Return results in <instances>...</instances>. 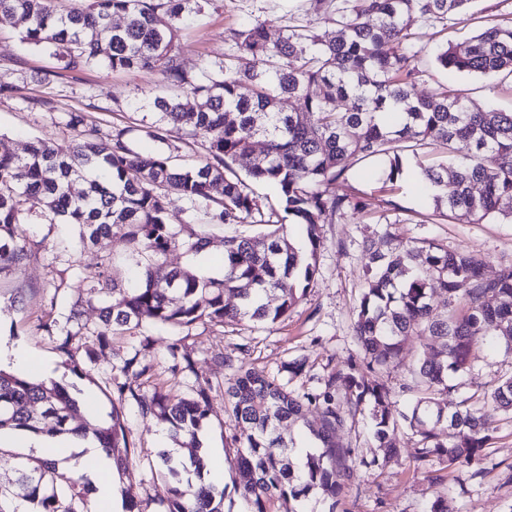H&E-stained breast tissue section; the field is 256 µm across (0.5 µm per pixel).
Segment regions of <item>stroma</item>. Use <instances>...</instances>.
Masks as SVG:
<instances>
[{
    "mask_svg": "<svg viewBox=\"0 0 512 512\" xmlns=\"http://www.w3.org/2000/svg\"><path fill=\"white\" fill-rule=\"evenodd\" d=\"M287 13L308 15V0H214L202 15L183 19L184 68L196 74L207 62L223 57L227 30ZM510 17L512 0H473L467 15L460 17L447 33L425 29L420 42L418 94H432L450 79L433 63L438 46L464 41L487 25ZM48 71L58 74L50 83L44 80ZM450 80L462 89L471 109H512V84L508 81L471 74ZM167 91L155 71L115 72L102 66L63 70L56 56L23 44L16 21L0 14V154H25L40 139L67 148L74 137L67 124L69 115L80 112L88 123L106 130L130 127V144L140 153L155 154L178 146L183 159L201 164L205 153L191 146L185 128L166 126L161 142L137 128L143 118L141 105ZM444 157L439 143L426 141L416 152L407 154L403 176L392 189L382 183L380 161L359 160L353 164L346 181L336 182L335 190L355 193L362 208L358 213L322 224L317 271L287 319L263 325L244 322L222 327L194 326L182 343L194 370L176 376L162 358L175 334L168 329L155 332L152 352L162 361L146 383V390L159 386L188 395L196 382L216 385L204 432L209 445L224 451V474L220 480L224 512H250L251 504L239 488L235 470L232 437L238 434L239 427L219 388L229 371L214 360V353L224 352L225 356L272 376L277 375L284 362L305 361L303 374L293 378L288 387L299 393L316 388L321 377L342 368L349 357L358 353L353 327L366 278L362 245L387 230L405 242L430 239L451 250L470 251L482 260L488 277L495 276L501 264L512 261V222L496 218L474 224L455 216L444 218L436 212L420 168ZM391 200L398 203V210L388 211ZM41 210L38 200L29 199L18 226L32 247L27 264L0 273V341L49 360L53 365L51 380L66 386L76 399H92L106 422L112 416L114 400L112 367L138 348L139 336L114 337L96 362H89L81 351L70 362L56 351L53 336L39 329L38 321L48 313H64L84 289V274L96 270L104 257L124 259L127 242L116 229L106 248H77L78 226L60 221L48 223L40 219ZM473 356L475 367L457 388L449 391V406H456L462 395L487 388L494 380L512 374V355L505 354L502 337L492 336L479 343ZM122 412L130 429V448L120 484L132 488L145 512H166L170 482L159 463L157 439L164 424L142 418L128 403ZM336 440L365 461L343 496L344 512H428L431 501L439 496L445 498L448 512H512L510 416H503L494 439L478 461L454 470L435 457L418 461L417 448L401 431L392 436L393 446L400 450L399 457L385 460L383 449L373 443L367 417L360 414L337 432Z\"/></svg>",
    "mask_w": 512,
    "mask_h": 512,
    "instance_id": "obj_1",
    "label": "stroma"
}]
</instances>
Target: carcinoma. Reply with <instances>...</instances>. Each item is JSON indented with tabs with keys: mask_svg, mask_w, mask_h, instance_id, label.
I'll use <instances>...</instances> for the list:
<instances>
[{
	"mask_svg": "<svg viewBox=\"0 0 512 512\" xmlns=\"http://www.w3.org/2000/svg\"><path fill=\"white\" fill-rule=\"evenodd\" d=\"M209 2L93 0L88 9L62 12L57 0H0V14L17 20L22 40L53 51L66 70H157L168 86L182 90L150 102L154 120L146 133L161 140L166 125L187 128L205 151L202 165L178 164L171 152L142 155L131 148L129 129L105 132L80 112L70 115L77 135L67 150L39 140L23 156L1 154L0 271L20 268L31 256L29 242L15 233L29 197L42 203L50 220L78 226L84 245H101L112 238L113 227L123 229L129 257L140 268L139 285L124 287L119 263H104L84 277L88 299H107L98 323L83 321L80 297L65 321L49 313L38 328L56 336L57 351L69 361L78 339L90 340L91 353L114 336L139 334L141 348L117 367L123 378L116 383L117 401L169 423L197 470L203 465L199 431L213 387L199 382L188 397L161 387L143 391L156 367L142 352L152 341L151 329L288 318L299 283L315 273L319 225L360 210L354 194L331 190L355 161H382L385 180L394 183L403 174V152L432 139L447 153L446 161L422 168L436 209L474 223L512 220V210L503 209L504 201H512V111H474L449 83L431 96L415 92L422 28L447 27L471 0H310L317 19L334 25L336 36L325 38L286 14L273 38L270 22L258 19L229 29L224 57L192 75L180 59L181 22ZM116 16L123 24H113ZM434 60L449 74L512 78V17L441 46ZM288 100L296 104L290 112L282 108ZM256 139L264 143L259 155L253 154ZM254 184L278 190L283 211L304 229L309 251L294 246L277 211L262 207ZM173 195L190 204L184 235L170 222ZM237 224L263 230L224 236L223 276L167 264L175 248L196 256L210 245L194 226ZM366 252L367 287L354 326L361 355L321 378L316 390L296 393L275 376L224 360L230 371L224 395L240 427L237 466L251 512H273L276 499L297 502L295 512H319L328 499V512H336L355 465L378 463L357 461L351 449L336 444V430L358 413H369L373 439L390 455L397 454L391 434L404 428L419 448L418 460L444 457L454 467L478 460L500 416L512 412V376L446 411L448 377L471 369L476 344L502 335L506 350L512 349V263L488 278L469 252L427 239L404 244L389 232ZM432 288L448 294L447 310L434 308ZM226 293L235 294L238 304L226 303ZM410 336L430 342L408 367L411 381L402 391L413 403L402 410L389 388L370 375L396 367ZM181 349L178 341L166 346L173 372L192 370ZM309 411L319 415L310 428L318 451L297 462L295 443L281 429ZM5 430L91 435L112 455L117 473L126 468L121 449L130 448L128 428L118 408H112V423L91 430L66 388L0 369V432ZM159 457L173 483L169 512H221L224 491L184 485L171 454ZM15 499L28 504L27 512H93L79 479L34 455L16 462L14 478L0 479V512Z\"/></svg>",
	"mask_w": 512,
	"mask_h": 512,
	"instance_id": "carcinoma-1",
	"label": "carcinoma"
}]
</instances>
